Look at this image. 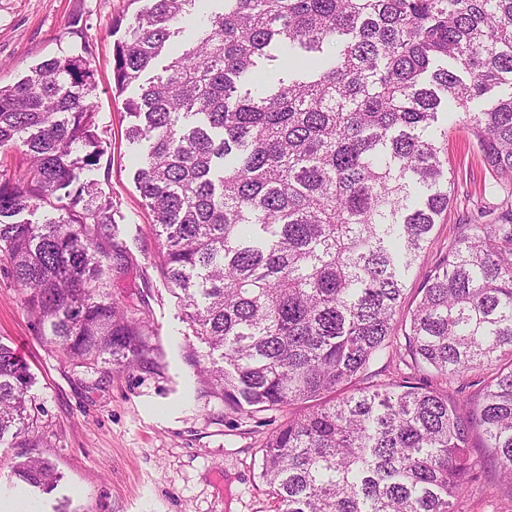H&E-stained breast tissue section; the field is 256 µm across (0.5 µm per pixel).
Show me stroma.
<instances>
[{
	"label": "stroma",
	"instance_id": "1",
	"mask_svg": "<svg viewBox=\"0 0 512 512\" xmlns=\"http://www.w3.org/2000/svg\"><path fill=\"white\" fill-rule=\"evenodd\" d=\"M137 7L130 0H0V86H10L44 60L89 44L98 132L105 153L81 181L97 184L112 203L115 241L125 261L110 281L113 297L149 314L147 361L130 367L79 366L45 342L0 260V342L30 367L29 391L44 410L32 448L0 445V499L29 501L38 512H270L258 473L266 438L296 405L246 418L225 409L198 376L207 347L193 334L178 295L161 268L152 214L134 181L142 145L126 136L123 99L112 94L113 45ZM456 174L448 213L438 219L424 258L405 279L402 311L443 259L458 225L489 199V177L466 134L439 121ZM36 456L60 476L49 492L12 475L16 462ZM458 512H512V486L493 469L470 482Z\"/></svg>",
	"mask_w": 512,
	"mask_h": 512
}]
</instances>
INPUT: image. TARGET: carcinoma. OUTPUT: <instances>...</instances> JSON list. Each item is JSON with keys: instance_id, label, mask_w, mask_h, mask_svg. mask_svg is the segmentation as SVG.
Listing matches in <instances>:
<instances>
[{"instance_id": "cac0c4a2", "label": "carcinoma", "mask_w": 512, "mask_h": 512, "mask_svg": "<svg viewBox=\"0 0 512 512\" xmlns=\"http://www.w3.org/2000/svg\"><path fill=\"white\" fill-rule=\"evenodd\" d=\"M198 0H144L114 44L112 82L146 142L135 184L186 319L223 365L199 364L246 416L305 405L266 439L259 479L275 512H457L489 452L512 486V0H222L163 73L141 82ZM90 48L0 87V255L39 332L69 360L145 359L147 316L107 290L112 203L98 165ZM288 73L256 85L266 62ZM466 130L499 191L424 281L393 348L406 274L448 211L454 171L440 108ZM64 213L17 222L50 198ZM410 373L373 381L382 357ZM480 376L476 398L446 385ZM32 374L0 343V443L36 422ZM12 474L46 490L48 461Z\"/></svg>"}]
</instances>
